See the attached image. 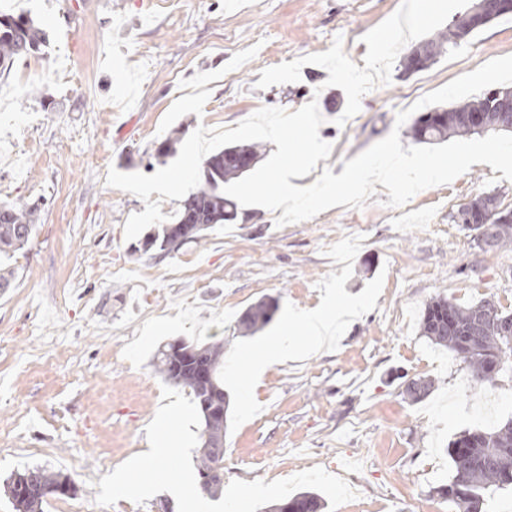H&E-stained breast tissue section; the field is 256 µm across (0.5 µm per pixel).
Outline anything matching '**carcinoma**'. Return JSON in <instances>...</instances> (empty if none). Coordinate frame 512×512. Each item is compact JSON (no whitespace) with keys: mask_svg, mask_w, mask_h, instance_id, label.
<instances>
[{"mask_svg":"<svg viewBox=\"0 0 512 512\" xmlns=\"http://www.w3.org/2000/svg\"><path fill=\"white\" fill-rule=\"evenodd\" d=\"M470 12L456 18L448 27L437 31L420 42L404 57L401 66L406 73L424 70L433 65L449 50L461 46L478 28L467 23ZM48 37L40 24L29 16L0 13V70L5 71L15 60L42 52ZM512 98V88H492L482 96L459 102L448 108H439L420 115L411 127L412 137L419 143L438 144L451 137H465L488 131L512 133V116L500 112L494 102ZM469 112H481L485 116L484 127H470L465 116ZM263 155L259 143L225 146L214 151L203 163L201 181L182 204L172 223L160 224L148 232L141 251H155L169 256L178 251L171 246V230L176 224H187L189 230L185 242H200L206 231L216 224H224L237 217V205L227 197L223 188L251 170ZM497 198L495 194L478 196L467 203L466 210L449 214L451 221L467 220L474 212L487 208ZM39 209L35 205L15 201L0 204V288L11 287L15 268L9 263L16 252L23 249L33 237ZM479 247L502 248L512 244V218L496 228L491 243L477 240ZM278 309L277 301L261 299L251 304L237 321L238 333L253 336L273 319ZM495 311V319L512 323V312L501 310L492 299H484L471 306H461L446 297H438L428 303L421 319L422 335L431 342L459 357L470 371L472 381L479 385L491 384L503 374L512 375V339L500 335L496 328L488 326L477 333L476 348L468 349L463 340L472 335L475 319L485 310ZM172 344L158 348L153 361L156 374L167 381L190 390L198 407H203V382L224 392V346L221 344L195 345L196 356L201 363H185L171 354ZM498 360L499 369L490 368L492 360ZM434 387V380L417 377L405 385V393L414 400L427 396ZM227 414L213 415L203 420L200 434L201 449L198 456V472L201 478H210L206 492L217 493L224 481L212 474L216 466L224 463L219 449L224 447V431ZM452 461V473L448 483L438 488V494L451 502L458 512H476L477 506L485 505V492L504 489L512 485V418L491 429L465 431L448 444ZM71 482L61 471L42 467L26 468L13 474L6 482L4 492L13 512H43L47 497L37 491L39 486H57ZM31 490L23 496L18 490L22 484ZM322 512L325 502L315 492H299L288 502L269 506L266 512Z\"/></svg>","mask_w":512,"mask_h":512,"instance_id":"obj_1","label":"carcinoma"}]
</instances>
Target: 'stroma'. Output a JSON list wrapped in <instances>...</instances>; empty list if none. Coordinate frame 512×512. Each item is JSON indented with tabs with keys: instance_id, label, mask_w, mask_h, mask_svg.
Segmentation results:
<instances>
[{
	"instance_id": "stroma-1",
	"label": "stroma",
	"mask_w": 512,
	"mask_h": 512,
	"mask_svg": "<svg viewBox=\"0 0 512 512\" xmlns=\"http://www.w3.org/2000/svg\"><path fill=\"white\" fill-rule=\"evenodd\" d=\"M401 0H0L48 34L45 52L0 72V203L40 207L31 242L0 291V484L41 466L69 475L74 497L44 512H177L169 493L138 505L99 506L97 481L148 446L145 428L161 403L152 371L159 345L223 343L230 396L224 479L272 481L319 466L345 479L357 499L337 512H455L447 447L460 433L512 417V377L475 387L465 363L420 334L426 303L468 306L494 298L512 312V247L486 251L475 231L448 216L496 194L512 206V181L472 165L452 183L425 189L397 222L378 187L363 208H330L276 226L271 211L239 207L205 241L159 258L132 254L124 225L141 199L106 185L109 168L154 174L155 150L174 130L237 128L262 107L296 111L317 101L320 137L332 151L301 177L341 174L396 126L408 99L424 96L487 61L512 55V14L477 31L428 69H393L366 93L350 124L346 106L317 65L300 81L258 88L263 69L327 51L342 39L363 65L364 35ZM277 298L273 321L240 336L241 313ZM359 303L358 315L315 355L295 331L297 357L254 378L261 352L290 312L327 298ZM427 376L432 393L411 400L405 377Z\"/></svg>"
}]
</instances>
